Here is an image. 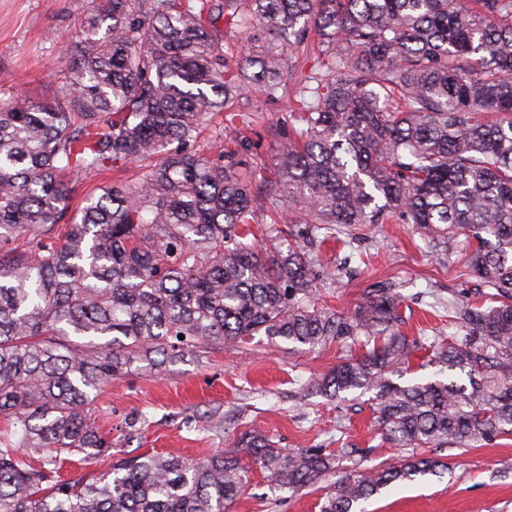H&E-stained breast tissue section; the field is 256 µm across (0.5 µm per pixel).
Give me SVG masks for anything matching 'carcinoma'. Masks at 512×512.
<instances>
[{
	"label": "carcinoma",
	"mask_w": 512,
	"mask_h": 512,
	"mask_svg": "<svg viewBox=\"0 0 512 512\" xmlns=\"http://www.w3.org/2000/svg\"><path fill=\"white\" fill-rule=\"evenodd\" d=\"M94 2L64 103L0 98V415L22 436L0 439V512H229L245 454L292 496L327 482L320 512H365L392 485L443 474L442 451L512 434V0ZM255 21L281 48L228 66L224 32ZM311 25L318 53L266 175L241 155L250 113L224 104L284 98ZM221 111L233 136L197 149ZM138 162L137 182L69 213L68 179ZM269 197L280 221L255 241ZM395 217L486 289L448 300L455 333L431 345L432 378H405L420 341L401 330L400 294L320 305L336 273L299 242ZM253 336L361 345L303 390L371 394L397 454L338 473L357 449L249 431L203 459L139 455L58 479L71 457L90 466L112 448L87 409L110 379Z\"/></svg>",
	"instance_id": "cac0c4a2"
}]
</instances>
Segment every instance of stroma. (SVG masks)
<instances>
[{
  "mask_svg": "<svg viewBox=\"0 0 512 512\" xmlns=\"http://www.w3.org/2000/svg\"><path fill=\"white\" fill-rule=\"evenodd\" d=\"M91 8L92 0H0V97L53 101L80 60L77 31ZM233 104L254 115L249 157L274 165L278 142L270 129L287 120V101H266L251 92ZM141 173L139 164L131 163L72 180L69 205L78 207L103 184L133 183ZM315 251L321 264L336 272L335 284L320 291L322 304L346 311L365 291L393 283L404 298L405 334L427 344L449 335L446 311L435 308V301L476 287L461 264L439 262L429 253L408 224L378 225L359 241L346 230L317 243ZM361 352L358 346L334 344L301 351L257 336L207 346L159 369L136 362L105 384L92 411L112 442L111 452L99 457L93 470L68 465L62 476L77 481L91 471L109 470L116 459L141 454L203 458L250 430L281 448H333L342 441L356 449L342 460L343 469L377 465L391 449L373 427L366 397L338 401L298 394L308 380ZM362 448L370 449L369 458L359 456ZM448 461L450 473L383 490L368 512H512V436L453 450ZM321 496L315 487L292 497L272 491L266 474L256 470L230 512H319Z\"/></svg>",
  "mask_w": 512,
  "mask_h": 512,
  "instance_id": "obj_1",
  "label": "stroma"
}]
</instances>
